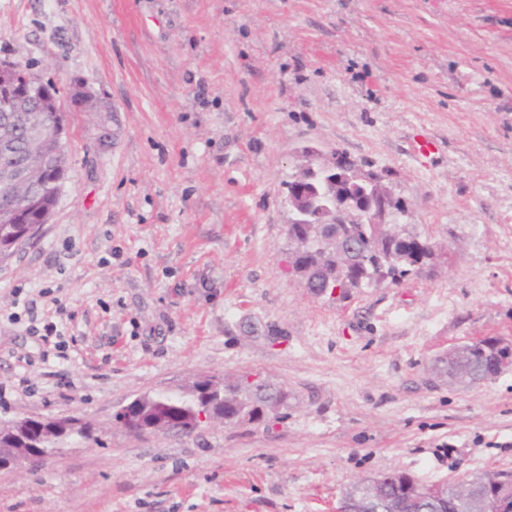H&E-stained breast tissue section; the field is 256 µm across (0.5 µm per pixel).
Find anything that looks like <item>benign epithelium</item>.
<instances>
[{
    "mask_svg": "<svg viewBox=\"0 0 512 512\" xmlns=\"http://www.w3.org/2000/svg\"><path fill=\"white\" fill-rule=\"evenodd\" d=\"M42 89L43 83L40 79L10 60H0V97L4 98V111H42V107L35 105L40 100ZM70 98L76 107L86 112L108 111L103 101L82 82L78 81L71 86ZM50 138L59 147H64L65 125L60 114L51 127L28 128L23 159L18 163L0 166V195L13 201L15 223L28 225V240L34 238L41 225L49 222L50 212L43 209V202L53 201L64 182L63 176L53 171L56 164L49 160ZM313 177L314 174L310 173L292 178L297 189L288 194V203L301 215L304 214V209L300 202L314 192ZM391 202L389 193L376 190L369 197L364 216L372 224L381 223V218L385 216ZM325 243L335 246L349 258L356 252V244L352 239L340 233L328 237L320 228L314 235L306 238L298 251H310ZM493 346L496 374L500 375L512 368V343L497 340L493 342ZM3 456L9 459L11 466L34 460L30 448H0V458ZM400 475L405 494L403 507L410 512H424L442 500L448 491L446 481L426 482L406 471L400 472ZM368 483L374 489L370 507L378 512H399L396 503L386 495L384 478H372ZM458 497L466 512H484L489 500L496 503L498 512H512V474L503 472L487 478L478 477L469 484L459 486Z\"/></svg>",
    "mask_w": 512,
    "mask_h": 512,
    "instance_id": "7a95c632",
    "label": "benign epithelium"
}]
</instances>
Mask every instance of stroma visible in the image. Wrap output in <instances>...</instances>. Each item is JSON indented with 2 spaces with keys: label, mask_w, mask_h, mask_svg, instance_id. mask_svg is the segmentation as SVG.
I'll return each mask as SVG.
<instances>
[{
  "label": "stroma",
  "mask_w": 512,
  "mask_h": 512,
  "mask_svg": "<svg viewBox=\"0 0 512 512\" xmlns=\"http://www.w3.org/2000/svg\"><path fill=\"white\" fill-rule=\"evenodd\" d=\"M1 59L57 87L68 169L0 261V406L96 433L0 468V512H335L392 469L512 472V371L433 376L512 342V0H0ZM77 80L110 111H78ZM307 146L383 175L429 272L345 297L289 274ZM246 371L288 392L273 427L114 422Z\"/></svg>",
  "instance_id": "obj_1"
}]
</instances>
